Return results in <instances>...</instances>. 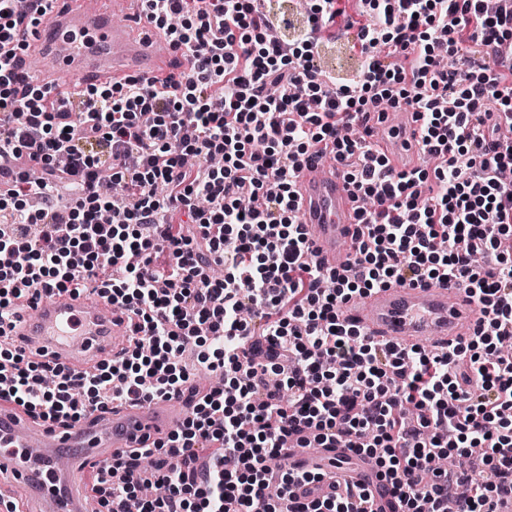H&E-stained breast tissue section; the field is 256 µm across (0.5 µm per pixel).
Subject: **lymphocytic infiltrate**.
<instances>
[{
	"label": "lymphocytic infiltrate",
	"mask_w": 512,
	"mask_h": 512,
	"mask_svg": "<svg viewBox=\"0 0 512 512\" xmlns=\"http://www.w3.org/2000/svg\"><path fill=\"white\" fill-rule=\"evenodd\" d=\"M314 0L271 40L262 0H143L187 70L75 93L55 108L16 57L55 0H0V150L38 179L0 194V329L25 294L90 288L134 318L121 363L83 376L0 342V399L52 425L183 393L181 361L224 385L181 426L92 477L102 512H372L373 492L314 490L317 473L275 471L283 440L370 459L400 512H497L512 500V0H362L359 78L325 70L321 31L345 10ZM484 47L492 63L470 55ZM411 107L434 171L396 169L357 130L382 105ZM330 147L365 201L346 269L321 268L298 221L296 178ZM439 192L426 196L429 178ZM74 190L57 209L59 188ZM224 276L212 278V265ZM451 279L482 315L444 352L382 346L341 318L390 284ZM268 345L263 360L244 342ZM278 376L280 389L268 385ZM468 457L484 472L434 469ZM309 491L298 496L297 483Z\"/></svg>",
	"instance_id": "lymphocytic-infiltrate-1"
}]
</instances>
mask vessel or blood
Segmentation results:
<instances>
[{"label": "vessel or blood", "mask_w": 512, "mask_h": 512, "mask_svg": "<svg viewBox=\"0 0 512 512\" xmlns=\"http://www.w3.org/2000/svg\"><path fill=\"white\" fill-rule=\"evenodd\" d=\"M106 3L67 0L44 18L38 32L22 34L37 61L28 70L35 83L64 94L88 83L152 76L162 56L185 65L180 50L159 53L158 31L140 13L126 12L124 22L117 23ZM375 135L393 153L419 150L417 123L394 119L392 113L383 114ZM298 201L300 221L322 267L345 265L355 242L358 203L340 166L320 160L304 166ZM343 316L365 335L399 348L432 336L445 349L472 336L480 321L464 288L447 280L377 289L350 300ZM7 330L26 353L78 371L92 370L107 358L120 360L131 334L128 314L89 292L42 297L34 307L20 308ZM187 412V398L172 396L112 407L59 427L0 400V477L9 476L26 489L21 512H100L96 494L85 487L89 471L129 449L152 445L178 427ZM288 457L294 468L330 478L341 470L343 451L302 448ZM355 478L372 482L378 505L394 512L396 504L371 463H364Z\"/></svg>", "instance_id": "vessel-or-blood-1"}]
</instances>
